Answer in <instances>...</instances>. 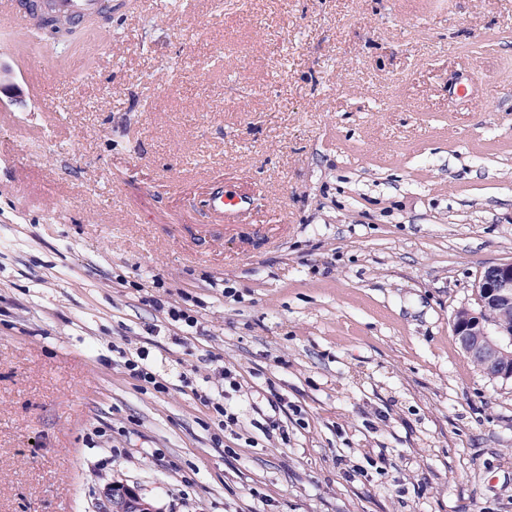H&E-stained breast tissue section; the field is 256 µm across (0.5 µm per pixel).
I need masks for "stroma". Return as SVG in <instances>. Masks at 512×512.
<instances>
[{"instance_id":"stroma-1","label":"stroma","mask_w":512,"mask_h":512,"mask_svg":"<svg viewBox=\"0 0 512 512\" xmlns=\"http://www.w3.org/2000/svg\"><path fill=\"white\" fill-rule=\"evenodd\" d=\"M105 26L71 69L0 17V512H512V382L452 328L512 260V0ZM206 203L209 211L224 223L226 215L234 214L239 210L241 198L238 195L224 194V184L222 183L212 189ZM102 512H158L136 489L124 486H109L104 492Z\"/></svg>"}]
</instances>
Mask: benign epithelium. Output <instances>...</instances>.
Returning a JSON list of instances; mask_svg holds the SVG:
<instances>
[{
    "mask_svg": "<svg viewBox=\"0 0 512 512\" xmlns=\"http://www.w3.org/2000/svg\"><path fill=\"white\" fill-rule=\"evenodd\" d=\"M479 309L463 308L453 319V333L471 361L493 379L512 381V324L485 321L489 309L512 310V261L487 268L478 279ZM103 512H156L136 489L109 486L104 492Z\"/></svg>",
    "mask_w": 512,
    "mask_h": 512,
    "instance_id": "obj_1",
    "label": "benign epithelium"
}]
</instances>
